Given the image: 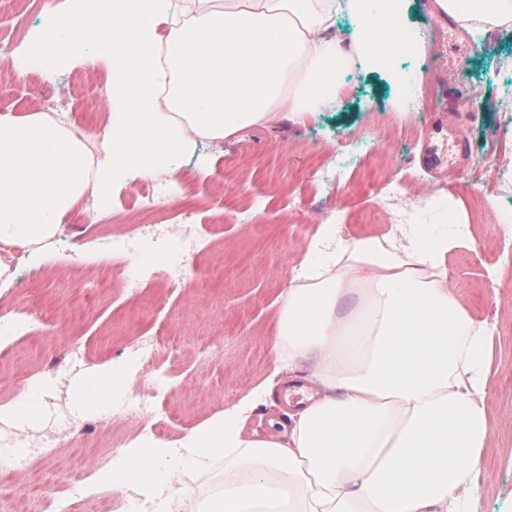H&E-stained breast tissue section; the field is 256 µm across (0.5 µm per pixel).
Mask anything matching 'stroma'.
I'll list each match as a JSON object with an SVG mask.
<instances>
[{
  "instance_id": "35a3bbf8",
  "label": "stroma",
  "mask_w": 512,
  "mask_h": 512,
  "mask_svg": "<svg viewBox=\"0 0 512 512\" xmlns=\"http://www.w3.org/2000/svg\"><path fill=\"white\" fill-rule=\"evenodd\" d=\"M46 2L30 0L26 16L19 18L7 0H0V40L25 46ZM397 69L407 75V88L383 71L353 68L346 74L347 95L305 124L282 120L241 139L199 142L176 174L158 175L156 187L170 194L161 223H179L184 208H192L201 241L179 287L163 282L176 250L168 239L145 241L123 256L102 246L117 226L129 229L142 220L130 186L107 203L83 202L65 217L58 242L41 252L26 251L23 269L0 278V350L10 359L0 370V409L17 398L16 379L49 378L53 386L42 396L38 422L0 420V444L13 437L30 445L53 439L54 447L35 463L48 480L67 464L84 466L90 475L110 465L120 449L139 440V418L102 406L81 412L73 407L76 380L106 363L134 381L155 380L179 406L181 416L170 422L168 442L256 389L267 397L250 414L245 430L266 435L269 419L287 406L283 376L269 346L270 326L292 269L305 259L313 238L329 231L340 240L386 234L392 229L391 213L407 210L415 223L439 224L453 210L466 219L473 243L449 253V284L469 313L488 324L492 342L491 448L470 493L476 512H512V231L500 219L512 213V31H488L477 44L458 28L429 44L425 54L399 57ZM108 78L101 60L63 78L54 109L67 113L75 134L86 129L85 112L96 84ZM43 83L35 71L24 80L0 78V113L41 111L37 91ZM423 103L428 111H420ZM440 121L454 128L468 149L464 166L444 176L423 160V145ZM369 141L379 144L372 166L399 168L404 183L385 211L357 190L351 172H343L335 188L324 185L311 166L339 151L363 154ZM231 158L239 167L228 184L224 170ZM228 192L239 200H261L251 223L240 222L225 206ZM426 195L431 203L419 206ZM328 209L349 216L370 212L374 221L332 229L320 217ZM243 257L251 266L240 279L237 263ZM128 273L147 281L141 296L125 288ZM494 281L499 284L495 291L490 288ZM30 297L51 312L33 342L3 321ZM159 332L187 334L189 343L140 353L138 343ZM207 348L211 356L201 359L200 351ZM107 497L84 491L60 501L56 512H93ZM108 498L114 512H135L134 489Z\"/></svg>"
}]
</instances>
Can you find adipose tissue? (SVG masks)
I'll list each match as a JSON object with an SVG mask.
<instances>
[{
    "label": "adipose tissue",
    "mask_w": 512,
    "mask_h": 512,
    "mask_svg": "<svg viewBox=\"0 0 512 512\" xmlns=\"http://www.w3.org/2000/svg\"><path fill=\"white\" fill-rule=\"evenodd\" d=\"M404 0H68L48 5L26 56L50 76L95 45L110 110L85 143L60 113L0 114V244L38 247L85 193L109 200L131 177L171 169L200 140L299 123L342 97L352 62L388 69L422 54L392 20ZM473 40L512 30V0H433ZM167 34L158 37L156 27ZM462 225H411L331 244L314 238L280 295L271 349L313 392L247 434L242 401L175 443L144 439L92 478L133 487L149 512H459L491 427L489 328L448 284ZM313 361L302 375L301 365ZM127 376L103 364L77 380V407L108 403ZM179 457L181 471L165 468Z\"/></svg>",
    "instance_id": "obj_1"
}]
</instances>
